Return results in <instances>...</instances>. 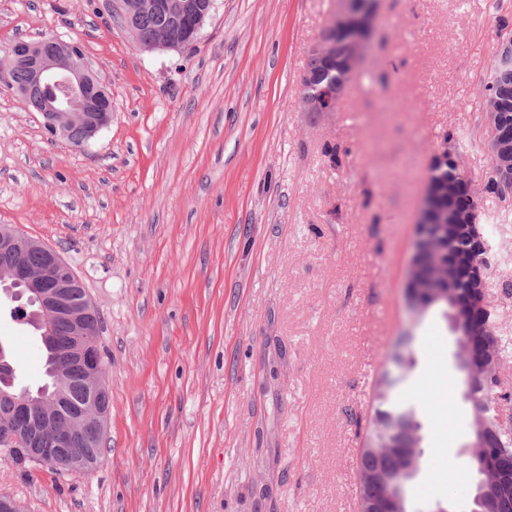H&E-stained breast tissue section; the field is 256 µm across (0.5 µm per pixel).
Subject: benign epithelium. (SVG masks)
Returning a JSON list of instances; mask_svg holds the SVG:
<instances>
[{
  "label": "benign epithelium",
  "instance_id": "obj_1",
  "mask_svg": "<svg viewBox=\"0 0 512 512\" xmlns=\"http://www.w3.org/2000/svg\"><path fill=\"white\" fill-rule=\"evenodd\" d=\"M170 5V0H143L141 3L128 0L125 19H132L141 8L165 14ZM213 5L214 0H178L180 16L192 20L198 32ZM378 19V0H336V10L312 49V55L324 65L336 66V83L319 85L311 73H304L302 87L310 89L301 97L304 111L328 113L337 110L348 88L346 78L363 66ZM353 26L360 28L361 33L349 42L343 57H333L330 51L332 36ZM127 28L145 49L177 48L163 35L142 40L132 24H127ZM19 64L29 73V83L20 90L21 96L25 99L37 96L35 112L42 116L43 128L51 138L68 142L71 127L81 125L89 140L112 121V97L104 83L78 60L74 43L51 36L36 43L18 41L12 44L6 62L0 65V81L10 82L12 70ZM483 130L486 150L496 162L494 174L500 182L512 184V123L504 121L502 112H486ZM446 162V152H438L428 178L433 192L423 201L405 289L411 304L418 302L425 292L421 283L426 277L423 260L431 249L426 233L429 224H441L449 229L462 225L472 227V245L453 264H436L431 281L448 280L450 266L458 277L463 275L467 280L483 281L485 256L481 251H487L489 247L479 230L477 207L441 208V202L457 196L467 182L458 162L455 163L458 171L452 178L440 179V169ZM0 250L20 255L39 251L44 255V262L39 267L20 261L13 269L11 280L20 288L5 287L12 301L16 302L12 308L13 320L41 328L47 336L59 319H67L73 325L70 337L55 361L52 389L18 393L6 382L0 383V399L10 402L13 408L10 419L0 422V446L12 450L23 446L25 457L34 463H52L63 471L81 469L89 464L81 451L62 457L58 450L73 446V431L77 428L90 432L93 445L98 449L102 448L106 433L109 406L103 381L107 366L97 345V333L85 320V314L93 309V304L87 297L79 303L74 302L73 292L79 278L54 248L3 225L0 227ZM448 306L452 310L453 331L458 334L465 323L460 291L448 290ZM75 367L81 369L83 382L94 392V398L87 404L71 408L67 421L62 422L57 413L59 407L66 404V390ZM484 476L479 483L480 494L496 491L501 484L497 471L486 469Z\"/></svg>",
  "mask_w": 512,
  "mask_h": 512
}]
</instances>
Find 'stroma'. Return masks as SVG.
Segmentation results:
<instances>
[{
  "mask_svg": "<svg viewBox=\"0 0 512 512\" xmlns=\"http://www.w3.org/2000/svg\"><path fill=\"white\" fill-rule=\"evenodd\" d=\"M111 0H0V50L78 44L112 95L80 150L0 84V224L50 244L101 318L110 417L90 471L0 458L28 512H360L359 460L384 369L414 328L395 396L423 425L413 512H470L474 411L438 311L404 284L429 166L467 131L464 172L495 217L485 298L512 394V200L483 193L482 81L512 0H380L337 111L300 107L334 0H216L193 48L142 49ZM336 148L331 165L325 147ZM0 293L19 385L46 381L37 332ZM457 482L430 488L440 469Z\"/></svg>",
  "mask_w": 512,
  "mask_h": 512,
  "instance_id": "stroma-1",
  "label": "stroma"
}]
</instances>
